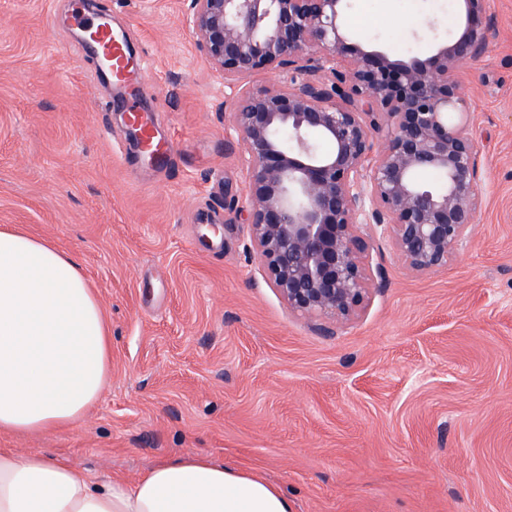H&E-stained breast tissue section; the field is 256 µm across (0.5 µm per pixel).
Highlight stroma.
<instances>
[{
    "instance_id": "35a3bbf8",
    "label": "stroma",
    "mask_w": 512,
    "mask_h": 512,
    "mask_svg": "<svg viewBox=\"0 0 512 512\" xmlns=\"http://www.w3.org/2000/svg\"><path fill=\"white\" fill-rule=\"evenodd\" d=\"M145 52L137 100L176 158L135 147L70 0H0V228L74 255L109 319L111 373L88 417L0 448L124 481L206 454L281 486L292 512H512V0L461 76L480 146L472 240L410 272L374 240L380 288L327 334L291 311L252 249L248 176L224 130L223 75L196 48L189 0H95ZM370 50L425 59L461 0H347ZM214 225H206L205 217Z\"/></svg>"
}]
</instances>
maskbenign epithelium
I'll return each mask as SVG.
<instances>
[{"mask_svg":"<svg viewBox=\"0 0 512 512\" xmlns=\"http://www.w3.org/2000/svg\"><path fill=\"white\" fill-rule=\"evenodd\" d=\"M343 2L189 6L198 50L232 90L224 126L241 148L246 221L265 275L291 310L337 327L359 314L382 277L370 260L374 236L390 238L417 274L448 267L470 242L480 150L458 112L456 74L496 36L487 0H463L456 40L406 61L352 40ZM282 72L286 85H247ZM383 124L390 133L377 147ZM423 170L436 184L418 180Z\"/></svg>","mask_w":512,"mask_h":512,"instance_id":"benign-epithelium-1","label":"benign epithelium"}]
</instances>
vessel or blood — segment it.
<instances>
[{
  "label": "vessel or blood",
  "mask_w": 512,
  "mask_h": 512,
  "mask_svg": "<svg viewBox=\"0 0 512 512\" xmlns=\"http://www.w3.org/2000/svg\"><path fill=\"white\" fill-rule=\"evenodd\" d=\"M74 22L83 30L93 32L97 53L105 59L107 67L117 84L145 93L149 90L145 60H133L128 54L123 38L112 30V23L104 17L86 18L74 15ZM131 122L141 135L142 144L148 155L160 166H167L174 154L172 139L156 134L147 113L134 112Z\"/></svg>",
  "instance_id": "vessel-or-blood-1"
}]
</instances>
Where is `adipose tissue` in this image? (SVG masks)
Instances as JSON below:
<instances>
[{
	"label": "adipose tissue",
	"instance_id": "ef3b65f1",
	"mask_svg": "<svg viewBox=\"0 0 512 512\" xmlns=\"http://www.w3.org/2000/svg\"><path fill=\"white\" fill-rule=\"evenodd\" d=\"M111 361L104 309L78 260L0 230V434L69 428L95 406ZM0 512H292L258 473L185 455L115 480L65 457L0 449Z\"/></svg>",
	"mask_w": 512,
	"mask_h": 512
}]
</instances>
